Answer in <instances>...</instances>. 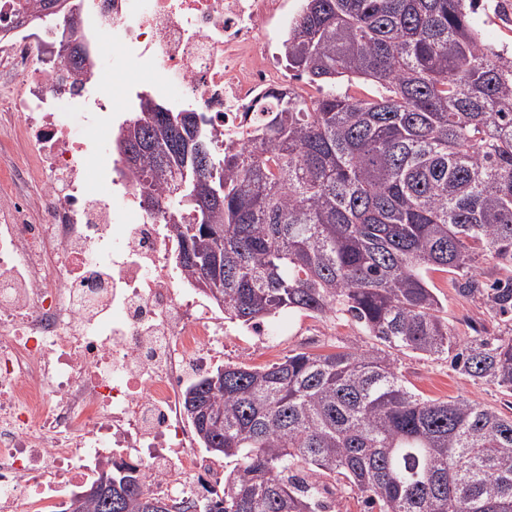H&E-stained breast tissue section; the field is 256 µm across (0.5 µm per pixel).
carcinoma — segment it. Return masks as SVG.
<instances>
[{"label":"carcinoma","mask_w":512,"mask_h":512,"mask_svg":"<svg viewBox=\"0 0 512 512\" xmlns=\"http://www.w3.org/2000/svg\"><path fill=\"white\" fill-rule=\"evenodd\" d=\"M288 71L314 92L268 94L248 139L140 102L118 142L141 198L160 205L175 265L218 280L210 301L258 327L286 311L350 315L391 349L453 354L512 390V336L460 342L429 273L512 314V278L483 288L478 250L512 265V55L485 45L477 0H306ZM183 412L234 461L222 489L159 494L139 468L102 465L63 512H323L345 486L378 512H512V416L425 400L379 348L226 363L193 379Z\"/></svg>","instance_id":"cac0c4a2"}]
</instances>
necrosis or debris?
I'll return each mask as SVG.
<instances>
[{"instance_id":"obj_1","label":"necrosis or debris","mask_w":512,"mask_h":512,"mask_svg":"<svg viewBox=\"0 0 512 512\" xmlns=\"http://www.w3.org/2000/svg\"><path fill=\"white\" fill-rule=\"evenodd\" d=\"M27 3L0 0V106L31 158L0 163V512H49L118 456L157 491L179 472L198 494L208 464L182 391L188 365L223 357L224 319L170 263L165 222L109 146L143 95L245 140L246 115L289 83L301 0H79L99 67L74 87L46 59L63 14L29 21ZM130 67L140 78L112 105L102 90ZM27 179L39 198L22 196Z\"/></svg>"}]
</instances>
